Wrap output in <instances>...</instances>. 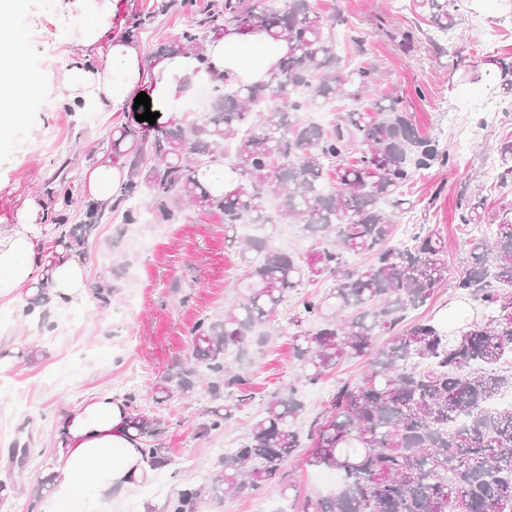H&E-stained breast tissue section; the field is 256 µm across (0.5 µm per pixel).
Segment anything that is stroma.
I'll list each match as a JSON object with an SVG mask.
<instances>
[{
	"label": "stroma",
	"mask_w": 512,
	"mask_h": 512,
	"mask_svg": "<svg viewBox=\"0 0 512 512\" xmlns=\"http://www.w3.org/2000/svg\"><path fill=\"white\" fill-rule=\"evenodd\" d=\"M214 0H193L192 7L167 6L166 0H116L112 34L131 38L144 60H152L157 44L175 39ZM325 14L342 11L366 40V58L381 63L384 88L405 101L421 136L448 152L447 165H437L406 189L413 206L397 216L408 228L426 225L446 241L449 279L413 320L445 321L448 328L482 320L483 304L460 294L455 278L466 269L475 245L485 240L482 227L458 222L461 204L482 203L485 221L493 223L501 207L512 204V183L500 186L485 177L499 165L498 149L512 136V112L487 113L457 109L458 94L477 89L490 100L512 99V89L496 85L486 57L512 61V10L491 11L489 0H459L463 21L450 35H439L428 21L421 0H313ZM149 15L146 26L133 27L134 18ZM385 28H376L375 16ZM91 19L76 0H23L10 19L21 51L37 72L41 91L21 100L22 119L0 132V225L11 224L26 198L48 196L62 179L74 183L75 204L69 224L83 220V186L91 155L100 150L113 126L136 125L135 111L86 106L77 112L58 103L56 96L65 68L82 51L74 42L80 27ZM408 31L411 45L397 35ZM463 51L470 66H454ZM67 144V151L56 148ZM80 258L88 268V283L112 282V303L100 307L95 297L47 310L45 320L31 325L19 304L0 309V348L16 350L15 360L0 369V482L12 492L0 512H36L48 488L38 487L37 475L50 471L56 453V421L65 408L89 395L109 390L116 396L134 393L144 408H152V389L192 351L189 328L203 314L218 316L241 299L236 249L224 242L220 214L179 208L168 224L124 223L112 212L93 226ZM265 344H250L235 369L246 373L253 399L217 432L202 433L204 412L211 399L199 390L194 400L173 396L161 406L168 423L161 437L168 462L152 479L131 492L114 494L112 512H144L154 506L163 512L178 489L206 483L218 449L235 447L249 426L264 412L265 402L297 386L304 404L298 425L308 431L323 417L340 381L361 382L364 360H343L332 373L314 384L297 382L300 363L287 329V313L279 311L267 325ZM41 351L29 361L30 346ZM35 453L22 459L24 444ZM298 449L283 465L280 485L249 494L203 497L197 512H301L305 497L319 494L317 469L305 463Z\"/></svg>",
	"instance_id": "35a3bbf8"
}]
</instances>
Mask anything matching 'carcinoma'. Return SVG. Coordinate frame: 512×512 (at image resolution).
Instances as JSON below:
<instances>
[{"instance_id": "obj_1", "label": "carcinoma", "mask_w": 512, "mask_h": 512, "mask_svg": "<svg viewBox=\"0 0 512 512\" xmlns=\"http://www.w3.org/2000/svg\"><path fill=\"white\" fill-rule=\"evenodd\" d=\"M441 32L457 24L448 0H422ZM254 24L288 48L270 79L237 84L224 77L209 86L210 108L164 126H117L104 150L127 167L112 204L85 211L84 231L107 210L143 195L153 220L169 223L185 201L224 215V241L239 248L247 295L219 319L200 316L189 329L191 361L163 377L153 402L194 397L201 384L221 404L206 410L205 431L224 428L252 399L245 376L230 369L226 352L268 324L288 297L321 278L334 281L323 297L298 298L291 325L302 380L312 384L344 358L368 361L363 384H341L315 432L302 438V409L294 393L274 396L265 416L234 448L224 451L208 483L181 489L168 512H196L205 490L237 493L277 485L282 463L310 442L306 464L338 472L336 491L303 501L302 512H512V407L495 406L512 391V206L502 208L492 240L476 246L455 288L485 304L489 314L451 336L438 326L397 327L448 279V248L435 232L391 244L397 214L413 206L404 187L415 174L448 163L449 154L419 135L402 97L382 87L383 68L342 63L336 32L344 30L358 56L365 39L337 12L320 13L311 0H224L176 39L158 44L201 55L206 43L238 22ZM359 103L329 127L303 126L298 113L333 102ZM499 179L512 181V138L499 148ZM61 208L75 204L73 185L52 191ZM280 201L273 215L267 199ZM302 226L315 247L299 262L263 238L245 239V222ZM54 244L85 245V236L55 222ZM371 263L347 269L344 254ZM391 335L382 349L376 337ZM129 428L145 462H167L158 443L166 422L137 403ZM465 424L458 425L459 421Z\"/></svg>"}]
</instances>
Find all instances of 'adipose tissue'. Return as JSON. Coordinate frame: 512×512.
Listing matches in <instances>:
<instances>
[{
    "mask_svg": "<svg viewBox=\"0 0 512 512\" xmlns=\"http://www.w3.org/2000/svg\"><path fill=\"white\" fill-rule=\"evenodd\" d=\"M93 19L77 42L81 60L64 71L62 98L86 103L126 107L131 94L150 86L154 99L167 103L188 85L225 75L244 83L268 79L286 43H272L260 32L242 35L229 31L210 41L203 56L175 53L144 63L129 39L112 34L113 0H80ZM102 66H95V59ZM37 75L18 52L9 27L0 25V130L17 121L22 90H35ZM46 200L32 196L16 213V221L0 226V299L29 303L36 283L46 282L51 306L62 307L87 296L85 265L65 248L47 252L40 227L47 218ZM129 411L122 399L101 391L61 413L58 449L50 495L39 502V512H61L80 500L84 512H103L117 492L151 480L150 469L126 427Z\"/></svg>",
    "mask_w": 512,
    "mask_h": 512,
    "instance_id": "adipose-tissue-1",
    "label": "adipose tissue"
}]
</instances>
